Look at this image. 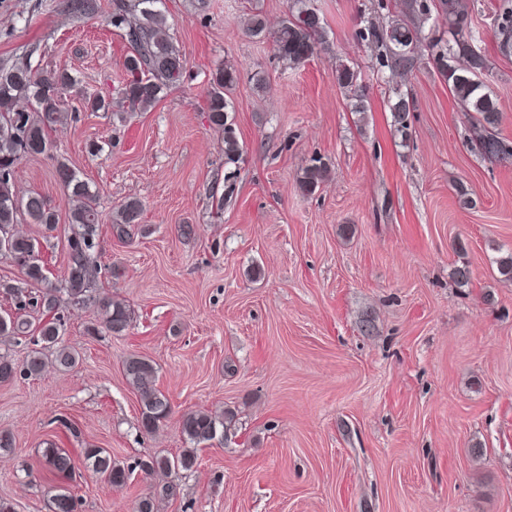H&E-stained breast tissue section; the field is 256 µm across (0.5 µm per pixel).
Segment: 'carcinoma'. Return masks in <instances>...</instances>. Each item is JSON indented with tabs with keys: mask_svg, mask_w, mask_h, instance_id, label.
<instances>
[{
	"mask_svg": "<svg viewBox=\"0 0 512 512\" xmlns=\"http://www.w3.org/2000/svg\"><path fill=\"white\" fill-rule=\"evenodd\" d=\"M161 0H112L108 22L123 31L130 47L124 67L126 77L119 90L122 108L129 112H146L153 108L168 88L183 81L187 59L175 45L170 34ZM98 0H69L68 13L85 19L98 12ZM413 11L424 20L432 21L430 32L423 24L406 23L393 19L384 25L369 24L358 31L362 40L374 43L379 49L377 63L395 74H405L413 68L422 53H427L439 76L448 84L463 111L471 114L476 130V146L484 154L500 159L512 158V144L500 138L496 129L500 113L490 94L485 92L481 76L489 69V60L478 46L473 34L466 33L471 23L466 0H418ZM497 32L503 49L512 48V7L500 14ZM325 35L322 18L311 0H290L287 16L272 34L273 51L278 61L289 68H298L316 53ZM237 81L236 69L231 65L216 68L207 91L205 112L210 125L223 133L224 159L227 164L238 162L242 154L231 111L224 91ZM336 82L353 102V110L367 111L365 94L359 84V73L341 62L336 66ZM77 79L66 71L39 72L26 60L8 67L0 66V230L10 234L9 250L0 257L15 263L25 280L41 285L37 292L4 284L14 298L19 311L30 309L37 314L32 323L23 315H0V336L29 338L35 345L22 363L11 355L0 353V383L14 380L21 374L40 376L46 366L44 350H52V362L60 371H68L79 361L77 350L65 344L61 337L63 321L58 313L60 293H65L74 304L93 305L100 316V327L122 335L133 322V311L123 301L96 299L92 283L98 274L94 249L102 224L98 192L82 179L80 174L63 160H56L54 178L62 187L68 204L67 274L64 285L56 288L47 283L45 265L39 256L35 239L17 231L20 224H40L54 231L58 214L50 202L38 192L19 195L15 189V168L29 156L45 154L52 149L50 132L68 118L66 92ZM393 126L406 137L411 128L413 101L397 93V100L389 103ZM326 179L322 166L312 165L303 171L300 188L314 192ZM143 204L136 198L125 200L116 212L112 232L122 239L131 235L141 222ZM126 381L136 392L141 405V427L147 434L156 432L172 414L167 395L158 388L157 368L145 356L130 354L122 361ZM232 421L229 413L218 414L207 409L190 410L180 417V428L186 440L200 445L215 439L218 431ZM83 462L93 473L104 477L114 488L127 485L134 468L147 478L157 479L153 494L142 498L137 512H155L158 500H171L178 494V484L169 479L174 472L189 471L197 462L195 449L186 448L170 455H150L129 467L112 458L106 448L81 449ZM45 466L59 475H70L75 461L69 452L55 443L42 449ZM49 512H76L77 498L66 488L52 495Z\"/></svg>",
	"mask_w": 512,
	"mask_h": 512,
	"instance_id": "cac0c4a2",
	"label": "carcinoma"
}]
</instances>
